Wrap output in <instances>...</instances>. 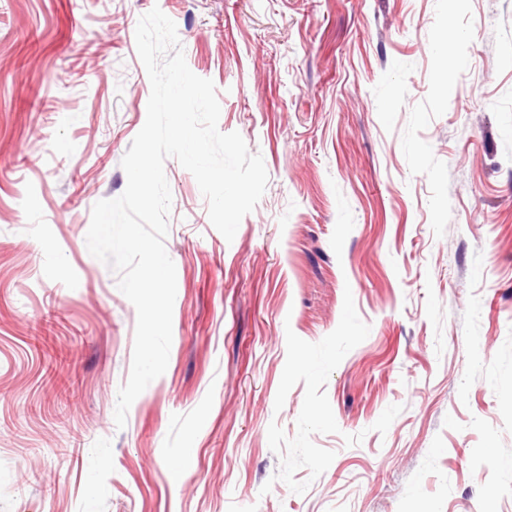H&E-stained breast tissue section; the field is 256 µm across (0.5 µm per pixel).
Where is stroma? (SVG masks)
<instances>
[{
	"mask_svg": "<svg viewBox=\"0 0 512 512\" xmlns=\"http://www.w3.org/2000/svg\"><path fill=\"white\" fill-rule=\"evenodd\" d=\"M155 7L269 181L229 241L166 160L169 362L120 429L86 235ZM0 512H512V0H0Z\"/></svg>",
	"mask_w": 512,
	"mask_h": 512,
	"instance_id": "obj_1",
	"label": "stroma"
}]
</instances>
